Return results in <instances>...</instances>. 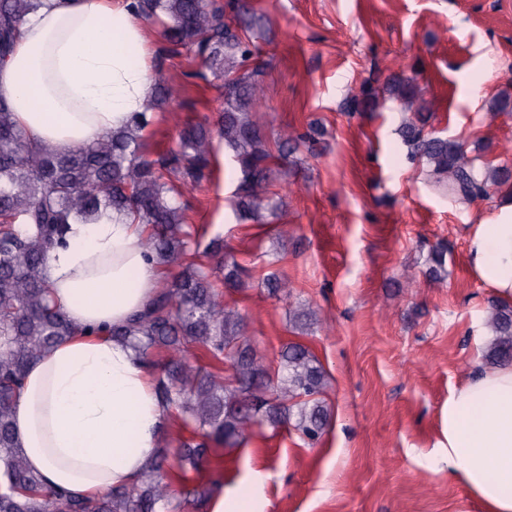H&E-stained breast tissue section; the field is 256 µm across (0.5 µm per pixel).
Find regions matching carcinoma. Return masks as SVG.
Masks as SVG:
<instances>
[{"label":"carcinoma","mask_w":512,"mask_h":512,"mask_svg":"<svg viewBox=\"0 0 512 512\" xmlns=\"http://www.w3.org/2000/svg\"><path fill=\"white\" fill-rule=\"evenodd\" d=\"M39 6V0H0L1 64ZM128 9L161 22L175 53L201 59L220 81L224 108L217 135L209 118L199 117L184 123L176 148L149 159L144 134L153 112L172 98V84L159 71L147 111L135 113L124 129L67 153L32 143L9 104L0 101V512H187L202 495L195 487L175 488L166 448L155 450L136 483L95 499L52 490L15 448L13 408L28 365L76 333L53 301L44 266L52 252L68 247V225L95 224L108 213L143 225L141 247L152 260L179 270L142 313L106 333L128 342L148 365L155 354L165 355L156 399L201 437L198 443L179 441L180 464L195 467L212 451L208 442L234 448L262 426L276 430L291 424L314 443L329 421L320 399L328 377L318 359L306 346L290 343L281 349L277 368L266 364L244 335L243 316L224 300V293L244 287L238 263L220 239L201 246L181 202L183 187L211 176L217 138L241 172L231 200L237 218L273 224L279 239L288 238L280 224L283 199L272 191V149L252 119L251 88L261 83V70L247 69V62L256 46L251 37L231 30L224 6L214 0H130ZM390 99L413 113L398 134L436 190L461 203L487 197L493 189L512 191L508 165L481 168L464 144L425 131L432 104L401 73H392L380 92L362 84L348 87L346 94L352 110L363 105L375 112ZM306 139L297 133L287 140L278 136L275 145L286 157ZM267 285L272 297L286 303L290 326L323 324L319 312L296 300L287 277L271 274ZM483 325L491 336L486 362L512 363V306L490 303ZM196 350L205 353L210 367L198 364ZM245 420L250 429L243 433Z\"/></svg>","instance_id":"cac0c4a2"}]
</instances>
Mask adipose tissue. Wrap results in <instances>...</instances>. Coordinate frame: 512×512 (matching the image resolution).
<instances>
[{
	"label": "adipose tissue",
	"instance_id": "1",
	"mask_svg": "<svg viewBox=\"0 0 512 512\" xmlns=\"http://www.w3.org/2000/svg\"><path fill=\"white\" fill-rule=\"evenodd\" d=\"M124 0H44L30 14L9 61L0 99L30 139L61 152L125 126L153 97L150 32ZM142 227L120 214L69 227V246L44 275L81 335L33 361L13 409L15 446L52 488L96 496L132 485L156 448L166 414L147 366L125 343L88 334L120 325L164 285L146 260ZM479 279L512 299V206L469 240ZM448 471L486 512H512V366L484 370L448 397Z\"/></svg>",
	"mask_w": 512,
	"mask_h": 512
}]
</instances>
